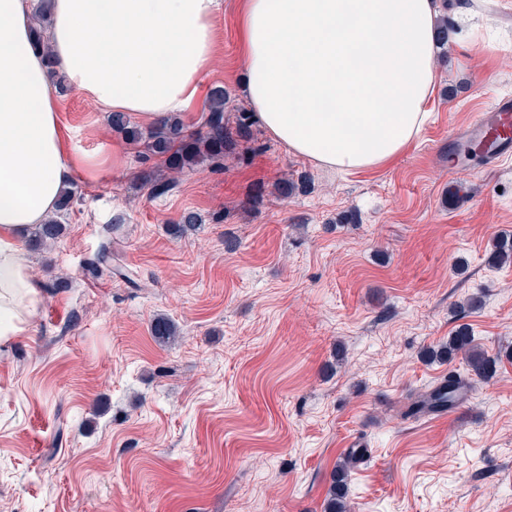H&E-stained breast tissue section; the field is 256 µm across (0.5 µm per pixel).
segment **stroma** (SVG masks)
Instances as JSON below:
<instances>
[{
    "instance_id": "1",
    "label": "stroma",
    "mask_w": 512,
    "mask_h": 512,
    "mask_svg": "<svg viewBox=\"0 0 512 512\" xmlns=\"http://www.w3.org/2000/svg\"><path fill=\"white\" fill-rule=\"evenodd\" d=\"M470 2L490 27L449 38L421 135L371 172L317 167L256 124L262 152L154 197L110 111L59 88L62 127L103 163L72 177L53 247L19 238L39 303L0 341V512H323L358 435L352 512H512V263L487 264L512 234V158L448 181L449 133L512 94V0ZM240 4L219 0L203 83L229 119L250 108ZM187 211L200 225L172 236ZM103 250L134 283L93 266ZM160 316L174 341L152 335ZM462 325L495 375L452 414L406 416L463 368L420 357Z\"/></svg>"
}]
</instances>
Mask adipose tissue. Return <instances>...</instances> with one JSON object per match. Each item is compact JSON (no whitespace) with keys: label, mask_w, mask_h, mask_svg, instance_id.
<instances>
[{"label":"adipose tissue","mask_w":512,"mask_h":512,"mask_svg":"<svg viewBox=\"0 0 512 512\" xmlns=\"http://www.w3.org/2000/svg\"><path fill=\"white\" fill-rule=\"evenodd\" d=\"M55 68L92 103L158 123L187 110L214 63L217 0H43ZM438 0H242L243 89L288 151L339 172L397 158L423 130ZM34 46L30 0H0V338L38 294L18 234L50 215L76 168Z\"/></svg>","instance_id":"adipose-tissue-1"}]
</instances>
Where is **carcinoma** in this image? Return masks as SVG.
Masks as SVG:
<instances>
[{
    "instance_id": "cac0c4a2",
    "label": "carcinoma",
    "mask_w": 512,
    "mask_h": 512,
    "mask_svg": "<svg viewBox=\"0 0 512 512\" xmlns=\"http://www.w3.org/2000/svg\"><path fill=\"white\" fill-rule=\"evenodd\" d=\"M227 93L217 88L210 93L208 113L201 130L193 132L185 121L173 117L151 129L143 130L124 117L122 112L112 113V128L129 143L142 148V160L154 161L172 173L170 177H160L150 182V194L162 196L169 193L177 183L176 174L199 165L215 168L224 167V157L233 153L239 142L253 141L252 115L241 112L231 126L224 119V102ZM63 233V226L51 219L39 225L37 241L47 245L56 242ZM492 264L512 262V237H497L488 257ZM152 335L162 341L176 336L174 323L166 317H158L151 326ZM462 355L467 374L486 379L495 371V363L482 351L471 333L465 329L448 338V344L439 349L429 350L430 357L451 362L456 355ZM462 378L454 370L448 371L439 386L426 394H421L410 404V413L417 414L426 408L444 409L456 402L458 386ZM356 461L350 456L341 459L331 475V484L324 503V512H349L347 505L348 478Z\"/></svg>"
}]
</instances>
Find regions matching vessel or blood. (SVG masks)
Instances as JSON below:
<instances>
[{"instance_id": "obj_1", "label": "vessel or blood", "mask_w": 512, "mask_h": 512, "mask_svg": "<svg viewBox=\"0 0 512 512\" xmlns=\"http://www.w3.org/2000/svg\"><path fill=\"white\" fill-rule=\"evenodd\" d=\"M475 145L483 165L491 166L512 156V97L500 96L468 125L448 136L452 167H464L463 144Z\"/></svg>"}]
</instances>
